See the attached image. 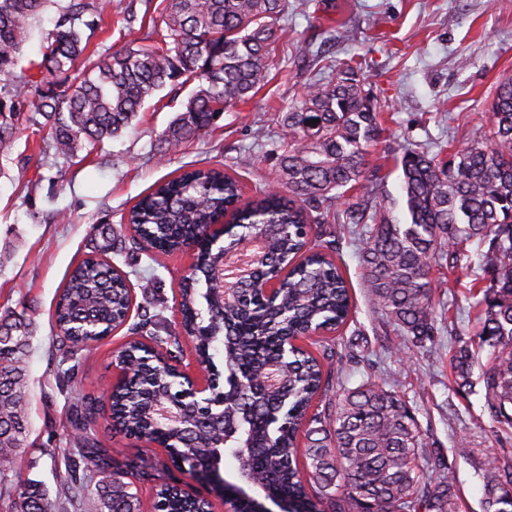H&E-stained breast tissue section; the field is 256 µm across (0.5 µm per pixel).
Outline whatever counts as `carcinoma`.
<instances>
[{
    "label": "carcinoma",
    "instance_id": "1",
    "mask_svg": "<svg viewBox=\"0 0 512 512\" xmlns=\"http://www.w3.org/2000/svg\"><path fill=\"white\" fill-rule=\"evenodd\" d=\"M164 27L134 39L109 57L85 55L83 28L92 0H70L46 35L39 73L64 77L28 96L34 75H15L16 52L25 27L47 0H0V154L15 146L13 117L23 109L49 126L50 147L73 158L105 139L120 136L145 103L169 87L196 83L159 139L172 152L201 137L216 119L265 85L276 50L287 0H163ZM382 106L365 90L361 63L350 58L332 76L312 77L300 100L283 113L288 144L277 155L275 189H262L242 202V186L219 168H186L160 182L129 210L127 224L161 252L195 249V273L180 284L185 331L200 360L216 366L215 394L189 407L184 423L158 421L157 405L179 400L184 379L156 361L145 342L156 335L159 314L142 309L131 328L139 339L117 355L123 379L109 403L88 398L76 407L69 442L81 461H72L60 496L16 475L0 486L5 512H68L75 501L86 512H142L134 483L124 473L98 479L91 425L105 410L112 430L143 433L165 445L170 462L187 466L234 461L236 481L213 488L217 497L234 492L240 512H257V495L288 500L295 512H460L456 477L428 448L406 401L366 381L336 394L326 436L319 413L309 414L321 389L322 357L288 340L308 329L336 330L353 309L349 285L333 258L336 241L310 246L312 225L351 224L362 241L361 276L377 312L416 347L434 342L442 314L433 300L434 268L470 278L468 297L477 313L454 346L449 369L457 393L481 384L484 411L504 438L512 436V77L494 97L491 137L474 138L438 161L422 146L407 147L399 159L404 219L374 201L365 186L383 182L381 168L367 162L379 142ZM345 200V207L332 209ZM232 236L247 237L268 224L264 262L255 279L283 275L276 301L260 288H240L236 299L211 288L215 269L202 238L210 224L224 220L230 206ZM129 292L120 272L90 255L69 274L55 304V322L68 331L54 350L58 384L70 382L78 367V337L91 327L107 334L122 323ZM0 475L15 464L29 432L26 362L35 333L33 321L7 311L0 315ZM478 379H473L474 370ZM306 443H301V439ZM304 464H299V458ZM483 512H512V458L505 455L479 474ZM162 488L156 512H178L181 504Z\"/></svg>",
    "mask_w": 512,
    "mask_h": 512
}]
</instances>
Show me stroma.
Returning a JSON list of instances; mask_svg holds the SVG:
<instances>
[{
	"label": "stroma",
	"mask_w": 512,
	"mask_h": 512,
	"mask_svg": "<svg viewBox=\"0 0 512 512\" xmlns=\"http://www.w3.org/2000/svg\"><path fill=\"white\" fill-rule=\"evenodd\" d=\"M69 3L50 0L41 16L30 20L18 70L40 61L42 41ZM131 6L144 20L127 30L123 17ZM288 6L267 83L179 153L161 152L158 143L188 96L184 89L161 91L120 137L73 159L40 153L49 129L42 116L23 112L13 153L0 157V311L25 314L36 325L27 363L30 430L19 472L41 481L49 495H56L73 452L67 439L72 404L83 396L103 398L117 378V352L130 338L123 326L90 345L70 385L59 388L51 313L67 273L96 250L99 228L119 227L122 214L141 195L178 175L181 167L224 168L248 195L256 186L275 184L276 152L288 141L279 116L298 100L307 77L295 60L298 43L317 40L324 64L352 55L362 59L366 88L385 106L384 131L368 157L385 165L378 195L401 196L400 171L394 159L385 158L386 147L443 143L455 150L465 147L475 130H490L498 84L512 76V0H288ZM93 18L98 26L86 52L95 59L161 24L159 13L146 12L142 0H112ZM311 236L340 240L337 261L355 301L347 325L326 337L335 354L324 365L338 371L339 381L314 401V411L333 413L341 384L354 388L371 380L396 391L413 409L430 447L439 449L454 471L462 512H481L479 473L500 455L502 445L481 394L464 399L451 384L448 348L467 325L462 285L435 281V301L453 307L457 323L454 333H442L418 349L369 301L360 276V243L349 226L317 224ZM108 259L127 274L134 307L149 305L159 313L160 336L179 335L176 300L181 280L190 273V255L157 258L146 245L131 243ZM106 419L99 414L94 425L106 450L105 470L131 474L143 512H152L162 484L180 482L208 495L209 485L173 468L162 448L110 434ZM462 441L468 454L456 451Z\"/></svg>",
	"instance_id": "35a3bbf8"
}]
</instances>
